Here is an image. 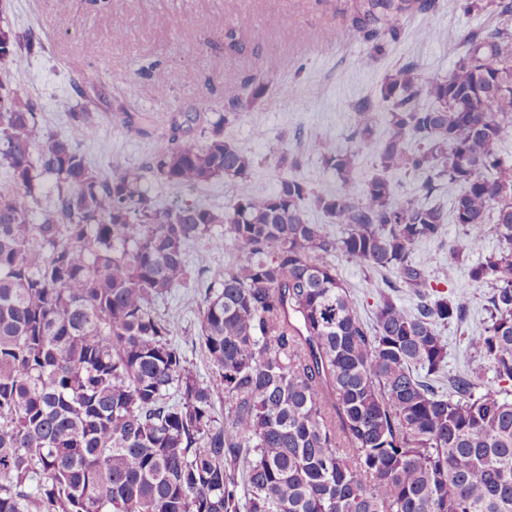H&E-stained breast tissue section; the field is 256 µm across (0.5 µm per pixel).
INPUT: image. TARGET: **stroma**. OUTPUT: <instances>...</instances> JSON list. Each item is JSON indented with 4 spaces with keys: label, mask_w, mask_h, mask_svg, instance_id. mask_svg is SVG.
<instances>
[{
    "label": "stroma",
    "mask_w": 512,
    "mask_h": 512,
    "mask_svg": "<svg viewBox=\"0 0 512 512\" xmlns=\"http://www.w3.org/2000/svg\"><path fill=\"white\" fill-rule=\"evenodd\" d=\"M353 0H0V27L31 29L35 50L28 69L18 71L0 61V81L18 95L38 99L41 124L79 141L101 169L113 165L144 169L153 149L182 125L190 108L205 114L227 112L242 93L245 80L268 74L276 92L224 127V135L257 161L251 178L239 191L217 180L195 188L150 182L151 195L162 204L193 201L224 210L238 194L273 192L285 171L274 165L277 146L303 153L301 178L314 187L336 190L335 175L320 157L306 153L315 140L326 149H348L354 106L378 93L383 77L406 61L419 63L425 78L447 75L460 48L449 31L466 33L493 24L490 11H470L466 0H442L434 13L412 15L403 22L404 35L386 55L371 58L370 46L347 26ZM167 25H158V18ZM239 49H231L224 33L240 19ZM294 61L283 69L284 60ZM86 107L98 118V132L85 138L80 128L59 112L62 98ZM145 114L128 129L125 114ZM499 241L485 232L481 253L498 250ZM481 253L452 265L448 249L429 242L415 246L412 258L433 289H467L472 297L463 324L441 327L448 341L446 375L436 382L447 389L449 375L480 366L466 336L479 330L490 284L475 283L468 268ZM336 268L363 319H371L378 300L374 276L359 262L336 256ZM202 299L193 289L178 288L158 305L174 318L177 341L187 365L204 382L215 374L198 343Z\"/></svg>",
    "instance_id": "35a3bbf8"
}]
</instances>
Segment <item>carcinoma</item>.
I'll use <instances>...</instances> for the list:
<instances>
[{"mask_svg": "<svg viewBox=\"0 0 512 512\" xmlns=\"http://www.w3.org/2000/svg\"><path fill=\"white\" fill-rule=\"evenodd\" d=\"M493 9L494 26L448 40L453 70L426 80L408 61L378 96L358 101L353 146L329 152L336 191L280 179L266 195L228 210L181 201L161 206L137 170L93 167L81 146L39 124L38 104L0 83V512H512V0H469ZM438 0H355L352 29L372 58L400 40L403 19ZM31 36L0 28V59L30 65ZM273 94L253 75L233 111ZM61 106L91 137V112ZM230 113L207 120L203 142L171 135L148 166L184 188L217 178L232 190L255 159L224 137ZM374 154L361 180L355 160ZM298 169L302 155L273 151ZM420 176L399 199L394 174ZM52 205L36 212L44 181ZM460 186L451 207L431 201ZM341 235L309 220L310 206ZM457 264L480 249L485 225L501 247L469 277L491 284L482 327L468 348L493 384L470 370L431 385L448 346L439 327L463 322L471 296H433L412 258L440 242L444 224ZM224 228L240 263L205 281L202 250ZM394 270L418 289L415 311L377 288L371 321L358 314L333 258ZM203 297L198 341L215 370L201 383L156 303L177 288ZM224 400V417L216 400Z\"/></svg>", "mask_w": 512, "mask_h": 512, "instance_id": "1", "label": "carcinoma"}]
</instances>
